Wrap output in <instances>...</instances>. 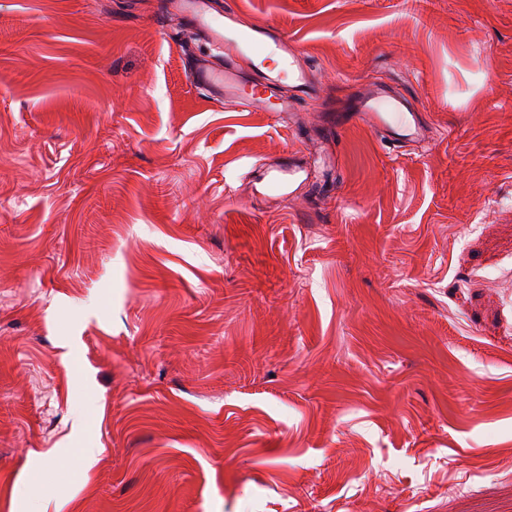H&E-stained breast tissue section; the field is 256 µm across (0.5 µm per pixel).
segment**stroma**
Returning a JSON list of instances; mask_svg holds the SVG:
<instances>
[{"label":"stroma","mask_w":512,"mask_h":512,"mask_svg":"<svg viewBox=\"0 0 512 512\" xmlns=\"http://www.w3.org/2000/svg\"><path fill=\"white\" fill-rule=\"evenodd\" d=\"M233 2L297 129L159 0H0V512H512V0ZM370 81L428 137L337 126ZM163 16H179L187 30L198 34L213 47L217 54L188 58V76L191 85L210 99L222 103L230 99L242 101L248 108L269 111V94L283 75L292 79L299 96L312 97L316 91V78L310 67L299 63L288 36L275 27L253 24L233 26L237 12L226 2L224 12H214L210 0H164L160 4ZM281 60L273 66L266 64L270 55ZM264 67L260 81L250 90L244 88L245 77L254 68ZM271 171L273 176H271L268 182L267 189L282 195H286L287 189L288 195H290V185L301 172H305L307 176L309 175L293 156L284 157L281 162L272 167ZM286 173H288V185L279 177L280 174Z\"/></svg>","instance_id":"1"}]
</instances>
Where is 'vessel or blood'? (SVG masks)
Instances as JSON below:
<instances>
[{
  "label": "vessel or blood",
  "instance_id": "vessel-or-blood-1",
  "mask_svg": "<svg viewBox=\"0 0 512 512\" xmlns=\"http://www.w3.org/2000/svg\"><path fill=\"white\" fill-rule=\"evenodd\" d=\"M163 16H179L187 30L198 34L212 49L209 55H191L188 76L192 86L216 102L242 101L250 108H275L285 114L294 99L270 103L269 96L282 77L292 79L299 95L313 96L316 78L301 65L287 35L265 24L237 26L233 6L214 11L210 0H162ZM349 124H364L381 139L400 147L421 138L427 130L425 117L413 111L407 99L390 94L377 83H367L345 115ZM301 165L288 156L272 168L268 190L286 193L288 179L299 176Z\"/></svg>",
  "mask_w": 512,
  "mask_h": 512
}]
</instances>
